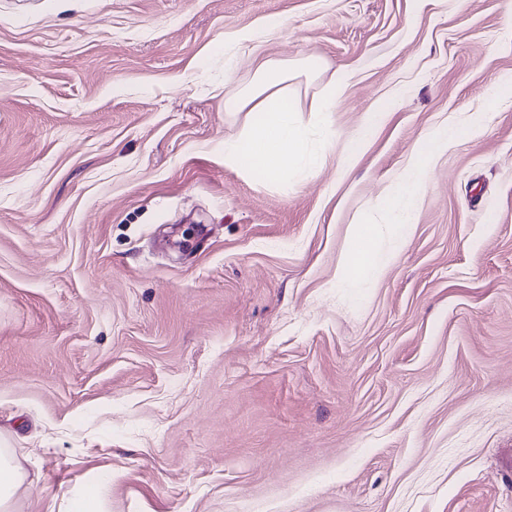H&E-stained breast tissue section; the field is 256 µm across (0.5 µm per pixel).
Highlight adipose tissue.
I'll use <instances>...</instances> for the list:
<instances>
[{"label": "adipose tissue", "mask_w": 512, "mask_h": 512, "mask_svg": "<svg viewBox=\"0 0 512 512\" xmlns=\"http://www.w3.org/2000/svg\"><path fill=\"white\" fill-rule=\"evenodd\" d=\"M290 77L287 66L274 61L264 62L253 82L240 97L229 103L232 110L260 113L261 119L250 122L244 144L224 145V163L246 173L268 177L286 174L304 158L303 141L298 127L291 121V110L284 102L283 83ZM448 143L442 130L430 132L419 146L411 170L384 198L385 207L411 214L424 189L423 169L433 153ZM386 259L375 249L374 227L363 224L357 230L342 269L344 279L362 281L375 278ZM31 477L13 449L0 441V512H12L18 489Z\"/></svg>", "instance_id": "1"}]
</instances>
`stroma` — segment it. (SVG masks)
Listing matches in <instances>:
<instances>
[{
	"mask_svg": "<svg viewBox=\"0 0 512 512\" xmlns=\"http://www.w3.org/2000/svg\"><path fill=\"white\" fill-rule=\"evenodd\" d=\"M506 2L0 0L15 512L96 482L104 512H512ZM311 57L305 162L225 166V101ZM438 127L405 241L338 280ZM374 224H362L343 264L342 278L362 281L375 278L389 257L376 254Z\"/></svg>",
	"mask_w": 512,
	"mask_h": 512,
	"instance_id": "obj_1",
	"label": "stroma"
}]
</instances>
